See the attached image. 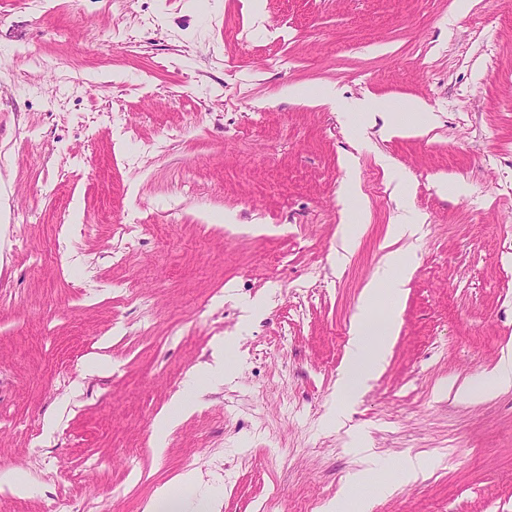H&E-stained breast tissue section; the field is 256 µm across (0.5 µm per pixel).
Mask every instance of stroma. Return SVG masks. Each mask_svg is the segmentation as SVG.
Wrapping results in <instances>:
<instances>
[{"mask_svg": "<svg viewBox=\"0 0 512 512\" xmlns=\"http://www.w3.org/2000/svg\"><path fill=\"white\" fill-rule=\"evenodd\" d=\"M325 85L436 122L358 136ZM511 194L512 0H0V478L29 486L0 512H142L188 470L221 512H320L415 455L370 512H512V392H448L512 349ZM400 215L414 268L343 407ZM219 341L234 378L157 451ZM411 264L407 252H388L381 272L364 289L358 313L351 323L345 363L336 380V393L346 402L356 397L359 387L374 376L384 360L387 344L393 336L392 314L397 312L405 272ZM382 307L391 314L380 318L378 312ZM197 396V395H196ZM194 396L190 398H180L172 402L167 413L160 417L159 419V434H160V443L158 444L157 451H163L162 438L163 436L170 431L174 426H176L183 415L187 412L191 411L197 401L199 396ZM196 397V398H195ZM425 461L419 456H408L403 459L397 473V483L383 481L382 487L386 494L392 493L398 484L413 483L424 474Z\"/></svg>", "mask_w": 512, "mask_h": 512, "instance_id": "stroma-1", "label": "stroma"}]
</instances>
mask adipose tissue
<instances>
[{"label":"adipose tissue","instance_id":"adipose-tissue-1","mask_svg":"<svg viewBox=\"0 0 512 512\" xmlns=\"http://www.w3.org/2000/svg\"><path fill=\"white\" fill-rule=\"evenodd\" d=\"M358 111L365 117L381 116L384 123L382 135L425 134L433 123V115L424 107L416 105L410 111H390L383 102L359 103ZM411 267L410 255L402 250L388 252L383 266L365 288L358 312L350 327V340L345 363L336 381V393L344 401H352L359 387L380 368L387 344L393 334V314L404 285V277ZM199 475L186 471L178 475L161 497L148 501L144 512H158L161 501H170L176 512H200V502L192 500L189 490L197 485Z\"/></svg>","mask_w":512,"mask_h":512}]
</instances>
